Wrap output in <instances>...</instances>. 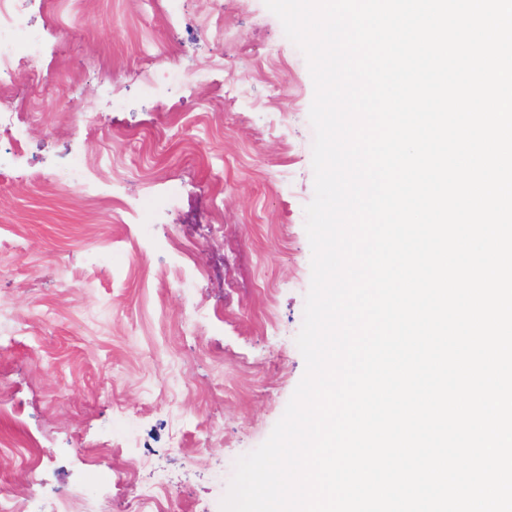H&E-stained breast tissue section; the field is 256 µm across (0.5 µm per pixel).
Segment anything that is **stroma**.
Segmentation results:
<instances>
[{"instance_id": "35a3bbf8", "label": "stroma", "mask_w": 512, "mask_h": 512, "mask_svg": "<svg viewBox=\"0 0 512 512\" xmlns=\"http://www.w3.org/2000/svg\"><path fill=\"white\" fill-rule=\"evenodd\" d=\"M27 20V118L0 136V478L56 512L94 469L87 496L130 512L135 468L168 482L162 512H220L305 372L307 61L264 0H30Z\"/></svg>"}]
</instances>
